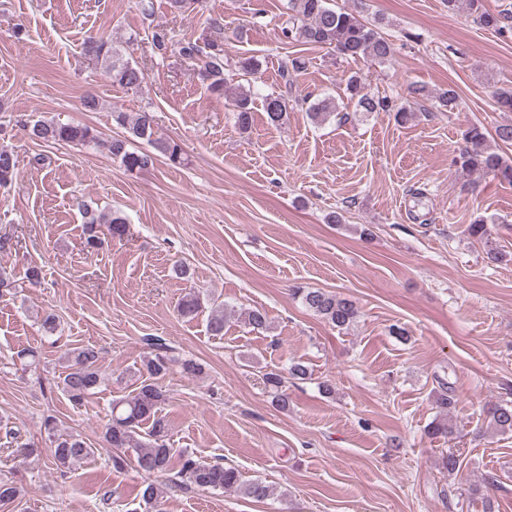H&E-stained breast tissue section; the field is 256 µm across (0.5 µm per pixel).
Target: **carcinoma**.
Instances as JSON below:
<instances>
[{
    "instance_id": "1",
    "label": "carcinoma",
    "mask_w": 512,
    "mask_h": 512,
    "mask_svg": "<svg viewBox=\"0 0 512 512\" xmlns=\"http://www.w3.org/2000/svg\"><path fill=\"white\" fill-rule=\"evenodd\" d=\"M448 11L458 10L465 4L473 20L486 28L503 31L512 28V13L499 11L492 13L485 8L484 0H446ZM279 39L282 43L329 47L347 61L366 59L377 65L391 61L393 44L384 36L381 22L371 23L361 15L344 8L329 6L328 0H288L287 18L279 27ZM152 49L157 54L175 51L192 61L198 67L199 76L208 91L216 98L231 101L236 122L240 129L247 130L252 122V104L254 93L242 86L229 93V73L238 72L244 76H254L260 72L263 62L256 57L233 58L224 48V39L211 38L204 44L191 39L175 41L165 29H156L152 33ZM84 58L100 65L112 78V83L127 90H137L146 80L143 69L124 58L123 50L112 40L90 33L82 42ZM305 68V61L297 56L283 66L280 77L284 88L290 89L294 76ZM345 92L349 99L356 101L363 112H392L399 124H405L415 117L411 107L398 104L386 97L375 98L364 92L360 77L352 74L345 79ZM263 106L273 125H281L288 119V105L284 95L268 94L263 96ZM336 111V101L332 97H323L308 107L311 119L323 122ZM115 122L128 130V135L112 138L108 150L126 171L142 173L154 165L156 155H162L170 165L182 162V149L173 140L154 137V116L143 110L134 120L126 113H112ZM28 136L36 141L87 147L98 143L96 130L89 126L74 123H62L55 120H37L32 124H22ZM146 140L154 151H141L132 147V141ZM463 146L454 158V165L467 174L491 175L501 181L512 184V161L504 159L490 145L489 134L478 123L467 124L462 134ZM16 158L6 149H0V187H6L15 178ZM86 218L87 242L91 247L102 245L97 225L107 226L111 238L121 239L127 234V220L117 213H93L82 208ZM295 295L301 303L323 321L339 331H346L357 322L359 309L354 301L336 295L331 291L296 288ZM203 301L198 294L184 297L178 306L184 317H194L202 311ZM237 318L251 332H263L270 329L271 321L266 311L255 308L240 314L233 309H224L211 316L209 327L212 334L218 336L224 332V324L231 318ZM155 354L144 360L139 369L141 381L132 393L112 400L110 419L105 430L107 447L115 452L113 462H124L123 456L134 458L136 465L147 473L170 474L185 483L201 489L237 491L245 497L257 501L266 500L274 495L273 488L260 481H245L233 466L222 463H206L189 455L181 456V466L174 469V451L169 442V423L161 415V407L167 400L166 391L159 385L158 379L170 371L172 359L168 356V347L162 343H152ZM99 351L93 347H79L68 353L65 376L60 381L61 391L76 407L99 389L104 378L97 367ZM264 382L272 394V404L288 409V394L283 390L281 374L270 371L264 374ZM435 404L441 418L428 427L431 435L449 436L452 428L448 424V414L455 407V390L443 383L436 393ZM489 425L498 433H512V405L495 404L487 411ZM44 431L49 446L48 458L60 472H65L76 462L88 459L95 449L88 447L85 441L72 433H63L58 429L56 420L45 419ZM164 488L148 483L140 491L144 512H161Z\"/></svg>"
}]
</instances>
